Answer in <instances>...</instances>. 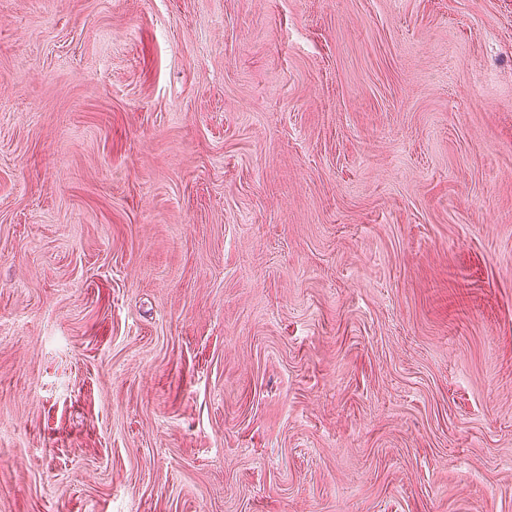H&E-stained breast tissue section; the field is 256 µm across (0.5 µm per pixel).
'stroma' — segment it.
<instances>
[{
	"instance_id": "stroma-1",
	"label": "stroma",
	"mask_w": 512,
	"mask_h": 512,
	"mask_svg": "<svg viewBox=\"0 0 512 512\" xmlns=\"http://www.w3.org/2000/svg\"><path fill=\"white\" fill-rule=\"evenodd\" d=\"M0 512H512V0H0Z\"/></svg>"
}]
</instances>
